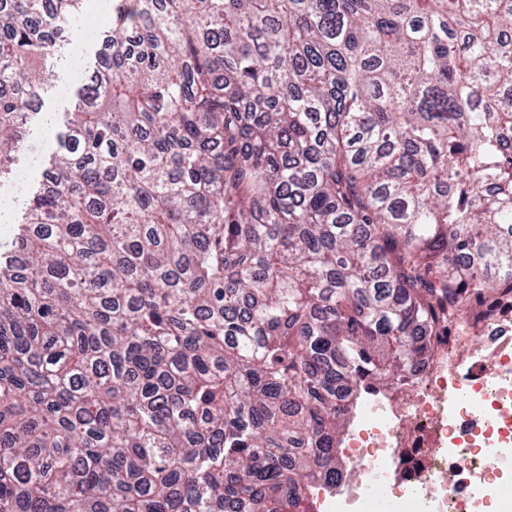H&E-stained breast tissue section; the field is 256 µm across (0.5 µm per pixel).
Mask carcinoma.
<instances>
[{
	"label": "carcinoma",
	"mask_w": 512,
	"mask_h": 512,
	"mask_svg": "<svg viewBox=\"0 0 512 512\" xmlns=\"http://www.w3.org/2000/svg\"><path fill=\"white\" fill-rule=\"evenodd\" d=\"M115 2L0 260V512H314L512 298V0ZM82 7L0 0V176Z\"/></svg>",
	"instance_id": "1"
}]
</instances>
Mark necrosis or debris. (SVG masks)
<instances>
[{"label": "necrosis or debris", "mask_w": 512, "mask_h": 512, "mask_svg": "<svg viewBox=\"0 0 512 512\" xmlns=\"http://www.w3.org/2000/svg\"><path fill=\"white\" fill-rule=\"evenodd\" d=\"M349 446L326 512H368L377 491L401 512H512L495 496L512 478V300L466 311L413 384L369 394Z\"/></svg>", "instance_id": "necrosis-or-debris-1"}]
</instances>
